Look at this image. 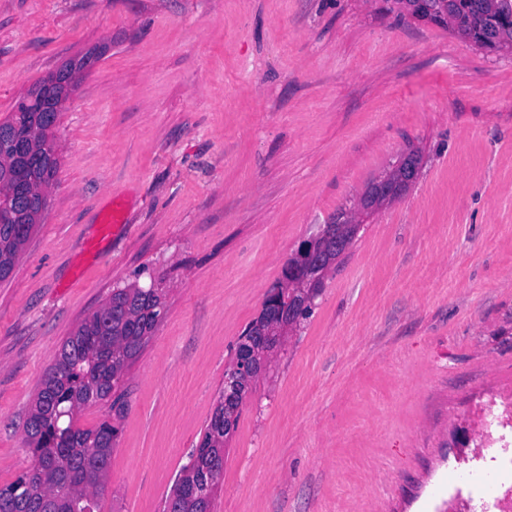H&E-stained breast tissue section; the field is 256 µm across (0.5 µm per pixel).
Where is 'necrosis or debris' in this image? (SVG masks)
Returning a JSON list of instances; mask_svg holds the SVG:
<instances>
[{"mask_svg": "<svg viewBox=\"0 0 512 512\" xmlns=\"http://www.w3.org/2000/svg\"><path fill=\"white\" fill-rule=\"evenodd\" d=\"M473 438L448 468V512H512V386L466 416Z\"/></svg>", "mask_w": 512, "mask_h": 512, "instance_id": "necrosis-or-debris-1", "label": "necrosis or debris"}]
</instances>
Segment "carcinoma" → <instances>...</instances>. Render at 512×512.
<instances>
[{
	"label": "carcinoma",
	"instance_id": "carcinoma-1",
	"mask_svg": "<svg viewBox=\"0 0 512 512\" xmlns=\"http://www.w3.org/2000/svg\"><path fill=\"white\" fill-rule=\"evenodd\" d=\"M456 25L474 44L496 48L512 40V29L501 21L512 17V0H457ZM54 96L34 102L19 97L0 127V279L9 277L34 224L17 203V185L5 168L13 166L12 143L17 138L37 139L33 154L35 178L26 182L28 194H46L58 170L55 134L40 132L42 111L53 106ZM312 267L307 253L299 249L288 259L283 280L274 288L276 306L264 302L261 317L279 321L278 313L294 312V325L307 319L310 300L323 279L312 288H293L297 272ZM165 312L162 288L131 284L112 291V296L85 317L62 343L47 368L25 422L26 444L33 461L14 483L0 488V512H95V499L104 489L118 429L108 421L94 429L75 427V417L85 408L111 401L113 416L128 409L125 378ZM224 402H218L198 448L194 462L183 467L166 502L165 512H212L211 490L221 484L224 461Z\"/></svg>",
	"mask_w": 512,
	"mask_h": 512
}]
</instances>
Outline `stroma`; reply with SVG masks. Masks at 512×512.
<instances>
[{
	"label": "stroma",
	"instance_id": "35a3bbf8",
	"mask_svg": "<svg viewBox=\"0 0 512 512\" xmlns=\"http://www.w3.org/2000/svg\"><path fill=\"white\" fill-rule=\"evenodd\" d=\"M107 44L60 115L41 224L0 281V487L76 324L167 312L128 374L99 512H163L237 343L304 240L417 152L241 408L213 512H441L456 431L512 382V48L388 0H0V119ZM129 221L97 240L112 197Z\"/></svg>",
	"mask_w": 512,
	"mask_h": 512
}]
</instances>
